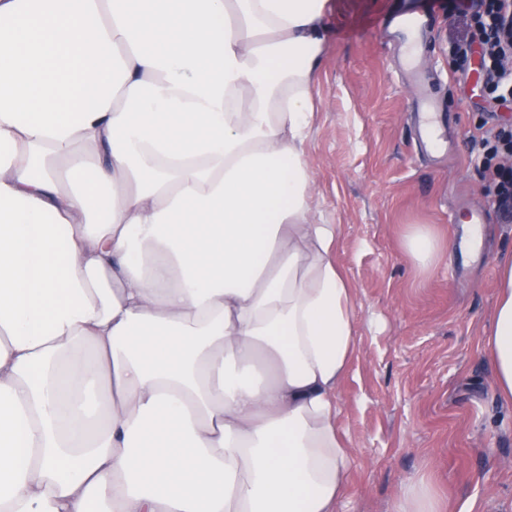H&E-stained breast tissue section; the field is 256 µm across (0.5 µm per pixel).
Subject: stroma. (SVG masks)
Segmentation results:
<instances>
[{
    "mask_svg": "<svg viewBox=\"0 0 512 512\" xmlns=\"http://www.w3.org/2000/svg\"><path fill=\"white\" fill-rule=\"evenodd\" d=\"M456 0L436 5L411 86L381 21L399 0H330L305 160L314 220L337 227V259L355 293L357 351L339 391L352 454L338 512H394L420 481L443 512H512V404L493 390L486 337L500 260L512 256V220L494 217L478 256L422 273L405 249L427 227L453 251L459 219L492 205L482 141L512 124L460 66L465 28ZM454 130L449 153L426 155L414 114L422 92Z\"/></svg>",
    "mask_w": 512,
    "mask_h": 512,
    "instance_id": "35a3bbf8",
    "label": "stroma"
}]
</instances>
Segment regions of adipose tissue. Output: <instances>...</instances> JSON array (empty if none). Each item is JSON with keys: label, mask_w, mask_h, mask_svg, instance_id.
Returning <instances> with one entry per match:
<instances>
[{"label": "adipose tissue", "mask_w": 512, "mask_h": 512, "mask_svg": "<svg viewBox=\"0 0 512 512\" xmlns=\"http://www.w3.org/2000/svg\"><path fill=\"white\" fill-rule=\"evenodd\" d=\"M328 0H0V512H335L354 290L304 159ZM512 403V258L487 338Z\"/></svg>", "instance_id": "ef3b65f1"}]
</instances>
